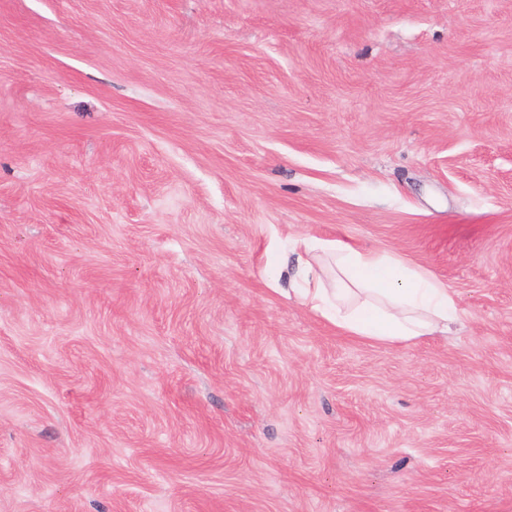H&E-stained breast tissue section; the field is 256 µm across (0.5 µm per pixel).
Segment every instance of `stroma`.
Segmentation results:
<instances>
[{"mask_svg":"<svg viewBox=\"0 0 512 512\" xmlns=\"http://www.w3.org/2000/svg\"><path fill=\"white\" fill-rule=\"evenodd\" d=\"M299 235L460 323L347 336ZM0 512H512V0H0ZM296 268L288 290L350 336L377 344L445 336L460 318L448 285L429 270L401 258L360 247L347 238L293 240Z\"/></svg>","mask_w":512,"mask_h":512,"instance_id":"35a3bbf8","label":"stroma"}]
</instances>
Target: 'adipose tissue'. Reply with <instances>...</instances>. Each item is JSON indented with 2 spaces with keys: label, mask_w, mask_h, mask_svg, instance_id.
<instances>
[{
  "label": "adipose tissue",
  "mask_w": 512,
  "mask_h": 512,
  "mask_svg": "<svg viewBox=\"0 0 512 512\" xmlns=\"http://www.w3.org/2000/svg\"><path fill=\"white\" fill-rule=\"evenodd\" d=\"M297 298L344 333L377 344L444 336L460 318L447 284L429 270L348 239H294Z\"/></svg>",
  "instance_id": "ef3b65f1"
}]
</instances>
